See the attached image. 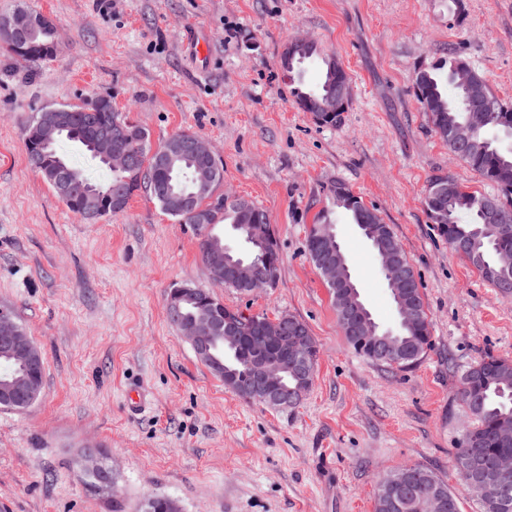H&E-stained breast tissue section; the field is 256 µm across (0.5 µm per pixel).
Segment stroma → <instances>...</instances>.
Segmentation results:
<instances>
[{"instance_id": "stroma-1", "label": "stroma", "mask_w": 512, "mask_h": 512, "mask_svg": "<svg viewBox=\"0 0 512 512\" xmlns=\"http://www.w3.org/2000/svg\"><path fill=\"white\" fill-rule=\"evenodd\" d=\"M57 29L56 55L0 53V305L11 307L45 362L37 403L0 409V512H374L379 483L406 465L454 489L470 418L455 396L484 354L512 360V297L451 251L423 205L428 179L495 195L435 134L414 91L418 71L456 50L512 102V0H0ZM207 41L197 63L192 33ZM307 36L350 78L341 122L314 120L289 92L280 56ZM147 128L152 144L179 131L204 137L224 164L223 191L269 214L280 253L275 288L219 289L225 306L283 313L315 340L313 385L278 410L225 387L166 313L179 283L211 287L192 228L146 190L96 221L70 211L29 165L25 130L41 109L90 96ZM340 180L393 229L412 264L433 345L406 368L348 344L306 248L331 210L360 297L382 327L393 301L370 244L327 184ZM144 406L129 411L127 394ZM100 449L112 493H91L81 451Z\"/></svg>"}]
</instances>
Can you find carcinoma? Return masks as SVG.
Returning a JSON list of instances; mask_svg holds the SVG:
<instances>
[{
	"label": "carcinoma",
	"mask_w": 512,
	"mask_h": 512,
	"mask_svg": "<svg viewBox=\"0 0 512 512\" xmlns=\"http://www.w3.org/2000/svg\"><path fill=\"white\" fill-rule=\"evenodd\" d=\"M21 16L36 17L38 12L21 5L11 15L0 18V41L5 43V50L24 60H47L53 57L51 35L48 32L34 41V47L29 52L20 51V48L27 46L26 35L14 32V22ZM288 53L292 55V59L281 62V66L288 73L290 84L294 85L292 94L299 107L325 124L338 123L341 113L332 109L331 100L339 91L349 94L350 83L343 66H332L337 61L336 55L321 52L316 43L307 48L290 45ZM317 58L323 65L322 80L316 89L305 92L295 86V73L301 71L305 62ZM446 83L454 90L451 98L444 90ZM415 91L418 102L427 112L434 131L446 142L448 151L500 191L493 200L501 204L503 215L494 224L486 223L481 212V203L488 200V197L470 192L461 185L458 186L455 197L436 203L431 201L435 183L448 180L446 174L430 177L424 197L427 215L436 224L440 236L448 241L449 248H454L455 242L464 237L473 238V244L465 259L484 281L493 285V274L499 265L505 260L512 263V150L505 151L498 145L501 134L512 139V103L499 99L483 75L451 50L448 51V59L440 61L429 70L417 72ZM85 106L84 102L67 105L68 128L50 129L43 137L48 156L62 162L74 177L75 184L71 193H57L66 207L70 208L81 200L82 190L93 187L102 194L117 199V203L112 205V213L117 214L125 210L134 192L144 187L165 212L178 218L181 223L193 226L205 266H210L214 250L226 248L224 236L217 233L216 228L228 224L239 243L237 249L231 246L226 248L229 257L234 261L242 260L251 264L256 275L269 274L277 277L280 256L265 209L252 203L245 210L236 198L226 199L222 204L214 206L205 196L197 198L194 212L175 210L169 204L171 194L195 192L207 175L214 178V184L221 183L224 180L222 163H216L208 174L205 173L206 163L198 160L182 159L172 168L160 167L156 163V156L158 151L165 148L166 143H161L154 150L146 129L131 121L127 115L107 109L87 112ZM477 110L484 111V117L476 127L471 145L460 151L448 142V116L466 120L474 116ZM117 124L122 127L120 141L139 152L140 164L145 169L138 168L121 173L111 170L105 178L93 180L71 163L62 152L61 143L68 140L82 147L91 158L104 163L95 152L93 141L103 130ZM345 190H350V187L342 181H336L325 188L326 195L334 204L350 213L373 251H378L379 244L391 245L398 249L401 262L406 267H411L391 226L382 223L375 210L361 203H347L343 195ZM410 293L421 317L412 325L400 324L399 332L392 335V338L399 342L402 358L412 363L431 349L432 336L418 282H413ZM214 351L227 368L241 375L249 373L252 355L244 331L238 330L233 335H219L214 343ZM475 365L481 367V372L474 374L468 368L459 380L458 397L472 420V426L467 437L459 441L454 460L456 470L460 473L469 455L475 454L477 472L485 477L490 474L495 458L505 451V446L497 440L495 431L503 421L512 419V360L486 355L476 361ZM43 378L44 370L22 368L0 350V385L14 381L24 386L31 381L41 385ZM414 471L422 478L434 481L432 485L428 483L420 486L418 493L425 494L432 488L440 490L448 498V512H460L459 499L447 481L426 467L400 469V472L407 474ZM388 481L389 478L386 477L379 484L374 512H416V507L410 503H392L386 489Z\"/></svg>",
	"instance_id": "cac0c4a2"
}]
</instances>
